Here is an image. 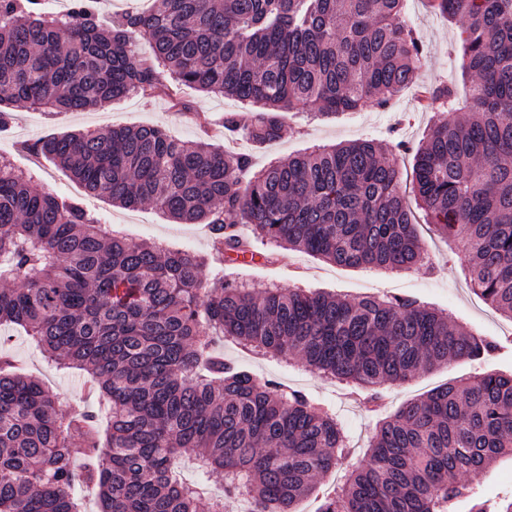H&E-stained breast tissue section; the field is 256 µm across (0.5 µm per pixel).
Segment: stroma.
Returning <instances> with one entry per match:
<instances>
[{"label": "stroma", "mask_w": 512, "mask_h": 512, "mask_svg": "<svg viewBox=\"0 0 512 512\" xmlns=\"http://www.w3.org/2000/svg\"><path fill=\"white\" fill-rule=\"evenodd\" d=\"M407 22L422 43L426 58L419 72L422 85H434L444 78L459 76V57L452 47L459 31L458 24L433 14L425 0H407ZM188 103L192 111L219 122L225 113H248L249 108L231 97L183 89L179 100L166 95L150 99L132 94L119 100L89 108L82 112L49 114L25 103L14 104L13 120L7 132L0 133V154L18 166L33 170L46 189L69 198L79 199L105 224L116 225L129 239L154 242L200 255L210 254L213 239L206 225L176 224L149 205L135 209L116 207L102 197L88 196L83 188L51 160L23 152L25 143L74 130H98L112 127L157 125L172 136L196 140L203 137L202 128L182 118L180 103ZM433 112L423 109L410 91L395 99L389 109H365L332 119H322L310 111H293L286 118L281 137L263 148L236 136H221L217 145L226 150L250 154L254 168L307 151L318 144L351 143L373 139L388 144L392 133L410 142H418L433 123ZM430 265L409 271L390 272L373 267L341 268L302 251L286 250L272 243H260L250 263L237 260L224 265L227 278L246 282L254 293L277 286L323 291L353 300L363 295H410L442 310L468 330L482 337L505 342L501 355L477 363L454 360L420 373L399 385H385L384 415L394 414L404 403L455 379L478 373L512 372V319L495 310L475 294L459 249L449 248L427 224L417 226ZM0 335L9 337V348L27 374L38 377L44 387L62 403L63 413L73 405L89 404L86 381L76 370L64 371L48 362L40 349L23 332L1 326ZM226 359L235 361L252 372L259 381L273 379L301 390L319 403L332 405L344 424L354 446L344 465L319 475L316 482L323 491L335 489L347 469L363 459L375 433L377 419L364 409L359 397L336 380L307 369L294 359L256 354L236 340L225 341Z\"/></svg>", "instance_id": "35a3bbf8"}]
</instances>
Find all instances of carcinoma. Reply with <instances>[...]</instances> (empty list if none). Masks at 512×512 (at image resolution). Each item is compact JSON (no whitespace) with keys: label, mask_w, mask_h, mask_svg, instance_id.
I'll use <instances>...</instances> for the list:
<instances>
[{"label":"carcinoma","mask_w":512,"mask_h":512,"mask_svg":"<svg viewBox=\"0 0 512 512\" xmlns=\"http://www.w3.org/2000/svg\"><path fill=\"white\" fill-rule=\"evenodd\" d=\"M406 0H154L99 24L98 0L47 17L39 0H0V131L17 102L82 112L132 93L181 87L256 105L224 131L262 147L284 114L385 109L417 86L425 54ZM461 17L460 70L470 101L441 83L422 92L441 112L413 155L426 223L461 244L473 291L512 319V0H428ZM23 148L58 163L113 205L149 204L205 224L224 253L252 240L336 266L420 267L402 172L371 141L324 146L253 170L252 157L155 126L75 131ZM200 256L127 240L85 206L0 162V326L21 328L62 369L84 372L97 409L63 419L57 399L16 365L0 336V512H81L76 483L100 512H199L172 462L199 461L224 499L292 512L315 478L349 453L336 415L224 358L231 337L369 392L420 371L495 353L448 314L397 295L350 301L301 288L203 278ZM512 456V374L453 381L381 421L364 460L319 512H512L472 478Z\"/></svg>","instance_id":"obj_1"}]
</instances>
